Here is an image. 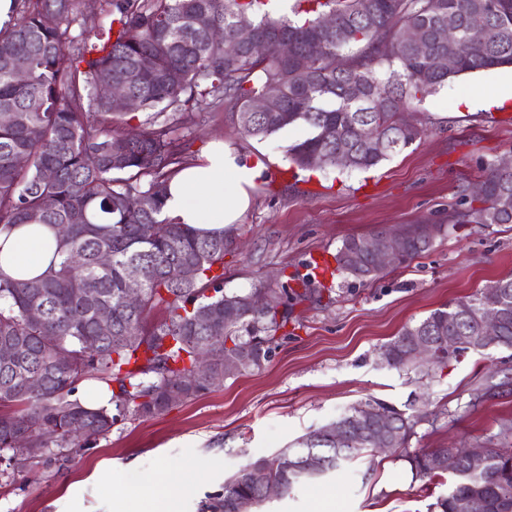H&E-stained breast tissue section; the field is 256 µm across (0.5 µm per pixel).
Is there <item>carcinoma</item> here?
<instances>
[{
    "label": "carcinoma",
    "instance_id": "cac0c4a2",
    "mask_svg": "<svg viewBox=\"0 0 512 512\" xmlns=\"http://www.w3.org/2000/svg\"><path fill=\"white\" fill-rule=\"evenodd\" d=\"M302 22L274 17L257 0H101L104 23L81 10V0H22L15 20L0 27V225L67 226L61 235L60 260L47 275L29 280L0 278V342L19 347V365L42 377V388L28 390L22 373L0 361V406L21 405V414H0V451H12L14 467L26 465L19 442L58 449L67 459L106 437L118 422L147 418L169 408L168 390L189 400L211 389L205 380L190 382L199 347L212 355L211 367L224 369V358L249 344L251 357L242 373L261 371L269 362L276 334L290 322L293 306L311 298L316 276L292 274L298 287L281 286L275 305L264 315L248 313V294L224 293V251L235 229L201 236L160 218L171 176L184 164L186 142L169 118L202 113L227 102L243 132L266 137L304 123L310 134L288 149L301 170H367L422 139L424 128L404 127V112L451 77L512 65V0H304ZM483 16L476 30L470 20ZM46 15L54 25L43 24ZM451 24L453 38L440 30ZM413 29L421 43L404 38ZM251 30L267 39V52L255 55L242 44L224 51V38ZM293 44L280 56V40ZM321 45L318 55L309 52ZM350 51L345 69L336 58ZM455 65L437 70L434 59L448 52ZM23 56L29 79L11 76L10 63ZM143 57L146 71H135ZM136 73L129 87L133 103L115 112L97 88ZM272 95L276 106L253 111V101ZM371 131L372 138L362 133ZM22 154L26 163L13 157ZM52 176H44L45 171ZM463 208L452 224H512V171L491 164L483 195H462ZM385 232L345 238L336 253L338 269L350 273L345 253ZM433 242L413 232L400 248L399 263L430 251ZM112 258L103 270L100 255ZM148 264L153 279L142 286L140 303L124 304L125 269ZM185 263L197 267L192 281L178 278ZM503 288L512 306V275L448 302L422 320L407 324L380 348L389 367L411 369L405 359L416 336H446L462 325L476 342L484 333L474 317L459 321L457 305L475 313L488 308L490 291ZM38 303L43 319L26 317ZM165 305L167 315L149 320ZM237 315L224 320V307ZM112 310V330L99 332L97 311ZM125 336L141 341L128 344ZM494 347L512 350V311ZM93 378L112 387L111 407H88L77 396L78 384ZM389 421L398 438L388 449L407 461L419 479L433 483L450 474L448 492L431 512H460L461 501L478 497L487 512H512V449L485 448L482 470L466 455L452 470L436 465L446 448H410L419 416L386 402L366 400ZM75 425L90 429L88 438L71 434ZM296 448H281L247 464L224 482L211 512H254L267 502L255 470L291 490L303 480H319L379 448L353 437L348 442L303 437ZM291 458L295 469L272 466Z\"/></svg>",
    "mask_w": 512,
    "mask_h": 512
}]
</instances>
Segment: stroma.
I'll return each mask as SVG.
<instances>
[{"instance_id":"stroma-1","label":"stroma","mask_w":512,"mask_h":512,"mask_svg":"<svg viewBox=\"0 0 512 512\" xmlns=\"http://www.w3.org/2000/svg\"><path fill=\"white\" fill-rule=\"evenodd\" d=\"M502 74L498 68L461 75L412 104L428 127L425 137L366 171L293 167L287 149L309 133L301 124L258 140L243 134L228 106L180 123L187 163L221 140L269 167L224 253L225 292L245 293L266 275L303 269L312 251L336 253L350 235L396 224H441L445 231L409 265L370 284L334 277L331 291L297 305L291 335L261 372L228 377L155 417L119 422L65 468L38 457L0 476V512H109L99 473L111 471L121 488L209 460L205 478L179 493V512H204L225 480L249 462L293 445L369 398L421 415L411 447L512 448V386L487 390L492 373L512 376L511 350L471 351L429 374L387 367L378 356L406 324L512 275V224L448 223L460 206V187L512 154V108L462 104L496 87ZM433 502L406 461L367 454L267 508L430 512Z\"/></svg>"}]
</instances>
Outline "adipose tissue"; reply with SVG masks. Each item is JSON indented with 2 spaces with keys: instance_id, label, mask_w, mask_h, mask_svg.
<instances>
[{
  "instance_id": "adipose-tissue-1",
  "label": "adipose tissue",
  "mask_w": 512,
  "mask_h": 512,
  "mask_svg": "<svg viewBox=\"0 0 512 512\" xmlns=\"http://www.w3.org/2000/svg\"><path fill=\"white\" fill-rule=\"evenodd\" d=\"M267 170L260 159L212 142L198 164L181 169L169 182L162 217L195 231L219 232L237 224L249 206V191ZM60 248V233L49 224L0 228V276L27 280L42 276ZM180 482L144 479L117 490L116 512H175Z\"/></svg>"
}]
</instances>
